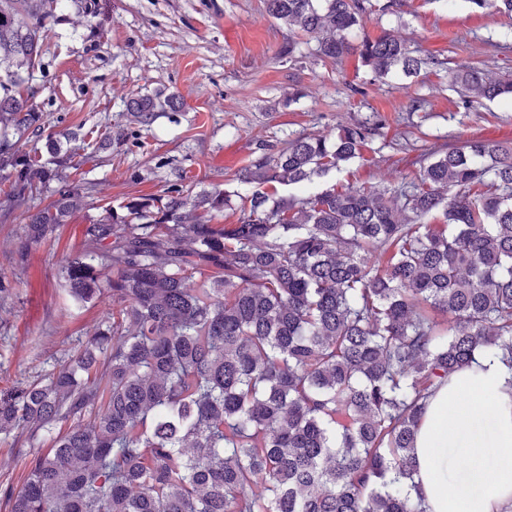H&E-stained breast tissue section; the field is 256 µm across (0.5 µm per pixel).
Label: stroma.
<instances>
[{
	"mask_svg": "<svg viewBox=\"0 0 512 512\" xmlns=\"http://www.w3.org/2000/svg\"><path fill=\"white\" fill-rule=\"evenodd\" d=\"M368 0L364 35L390 30L411 54L432 57L420 75L378 78L355 54L322 58L314 38L271 18L264 0H109L103 35L56 25L47 41L35 103L45 126L78 132L61 147L80 161L78 181L98 184L58 232L32 248L25 271L12 261L19 221L0 220V388L53 372L94 331L110 303L74 305L59 270L77 244L75 227L103 205L160 196L185 175L193 191L234 188L255 151L289 135L336 137L378 113L384 123L362 157L315 179L309 193L336 186L391 188L414 178L419 155L469 139L512 141V99L461 94L456 70L477 67L512 77V48L497 50L512 16L469 0H408L397 15ZM299 38L295 57L281 50ZM179 92L185 105L150 126L127 111L149 91ZM111 133L98 160L84 157L82 135ZM28 287H18V279Z\"/></svg>",
	"mask_w": 512,
	"mask_h": 512,
	"instance_id": "35a3bbf8",
	"label": "stroma"
}]
</instances>
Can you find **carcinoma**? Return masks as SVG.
Segmentation results:
<instances>
[{
  "instance_id": "carcinoma-1",
  "label": "carcinoma",
  "mask_w": 512,
  "mask_h": 512,
  "mask_svg": "<svg viewBox=\"0 0 512 512\" xmlns=\"http://www.w3.org/2000/svg\"><path fill=\"white\" fill-rule=\"evenodd\" d=\"M265 5L324 58L356 53L380 78L426 64L389 31L350 42L364 0ZM93 19L106 0H0V192L4 216L24 208L20 262L95 191L39 203L67 160L34 102L47 32ZM455 83L512 96L479 69ZM183 105L157 91L128 110L148 126ZM380 126L291 136L233 190L174 183L81 225L61 277L75 304L112 308L47 378L0 391V435L29 455L21 487L0 489L8 512H425L408 487L428 398L478 353L512 368V143L433 152L391 196L267 191L340 169ZM234 197L237 223H212Z\"/></svg>"
}]
</instances>
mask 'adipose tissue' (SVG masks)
<instances>
[{"mask_svg":"<svg viewBox=\"0 0 512 512\" xmlns=\"http://www.w3.org/2000/svg\"><path fill=\"white\" fill-rule=\"evenodd\" d=\"M415 454L427 512H512V371L484 355L449 377Z\"/></svg>","mask_w":512,"mask_h":512,"instance_id":"adipose-tissue-1","label":"adipose tissue"}]
</instances>
